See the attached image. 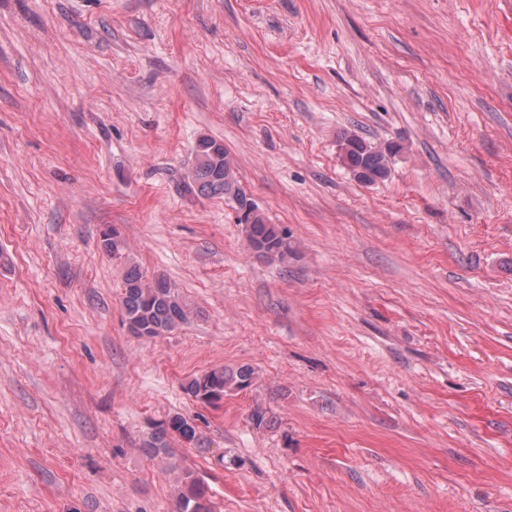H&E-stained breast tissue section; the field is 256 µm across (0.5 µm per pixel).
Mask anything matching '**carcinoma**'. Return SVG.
Instances as JSON below:
<instances>
[{
    "instance_id": "cac0c4a2",
    "label": "carcinoma",
    "mask_w": 512,
    "mask_h": 512,
    "mask_svg": "<svg viewBox=\"0 0 512 512\" xmlns=\"http://www.w3.org/2000/svg\"><path fill=\"white\" fill-rule=\"evenodd\" d=\"M339 146L346 167L366 185L387 180L393 159L403 150L397 142L374 143L349 130L340 135ZM188 180L198 194L229 203L254 255L269 262L284 263L294 254L288 231L270 223L240 184L223 143L208 136L197 140ZM103 246L112 256L122 258L125 244L117 231L103 233ZM121 305L129 332L140 338L169 335L188 320L187 308L177 288L164 275L149 277L136 265L128 266L125 272ZM253 380L254 369L248 365L235 369L217 367L189 379L184 390L196 401L212 405L231 392L251 387ZM173 438L189 444L199 442L190 419L175 414L153 427L142 447L153 456L171 459ZM176 503L177 512H213L207 487L190 471L182 473Z\"/></svg>"
}]
</instances>
